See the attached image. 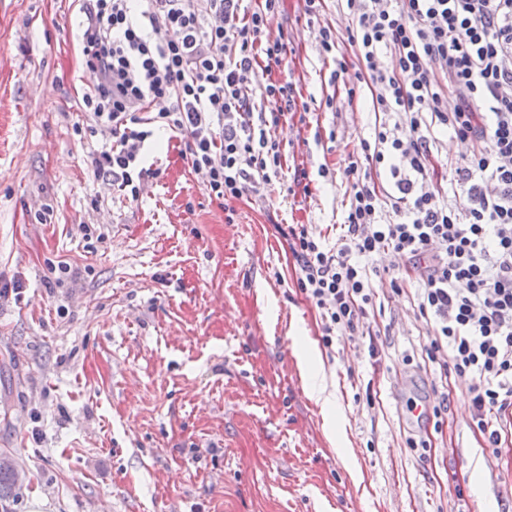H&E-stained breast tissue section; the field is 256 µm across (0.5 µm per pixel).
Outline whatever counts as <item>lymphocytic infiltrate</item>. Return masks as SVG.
Instances as JSON below:
<instances>
[{"label": "lymphocytic infiltrate", "mask_w": 512, "mask_h": 512, "mask_svg": "<svg viewBox=\"0 0 512 512\" xmlns=\"http://www.w3.org/2000/svg\"><path fill=\"white\" fill-rule=\"evenodd\" d=\"M87 0L80 40L98 83L83 104L113 142L90 157L138 198L155 129L183 136L209 195L309 185L285 174L270 129L307 111L292 82L272 80L289 51L269 16L284 0ZM344 32L320 30L331 83L348 98L369 92L374 137L347 154L348 204L335 245L306 225L290 228L297 286L317 308L322 342L358 332L374 305L370 273L382 253L407 262L394 292L417 283L430 361L471 375V410L498 454L512 409V0H339ZM275 98L277 111H260ZM468 155L442 158V135ZM389 184L377 186L373 173Z\"/></svg>", "instance_id": "f902f5d3"}]
</instances>
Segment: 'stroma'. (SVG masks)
Segmentation results:
<instances>
[{"label":"stroma","mask_w":512,"mask_h":512,"mask_svg":"<svg viewBox=\"0 0 512 512\" xmlns=\"http://www.w3.org/2000/svg\"><path fill=\"white\" fill-rule=\"evenodd\" d=\"M284 7L269 31L290 39L281 75L310 112L272 135L312 194L246 192L229 222L169 132L145 150L159 174L138 200L96 177L112 134L86 130L80 0H0V449L27 475L13 512L35 497L43 512H512V442L485 449L472 378L422 351L412 289L389 286L403 260L372 274L365 335L320 345L286 233L335 242L347 199L329 181L375 117L369 94L329 82L318 30L344 28L335 0L314 24L301 0ZM309 344L336 385L335 436L297 365ZM412 398L447 399L442 428Z\"/></svg>","instance_id":"1"}]
</instances>
